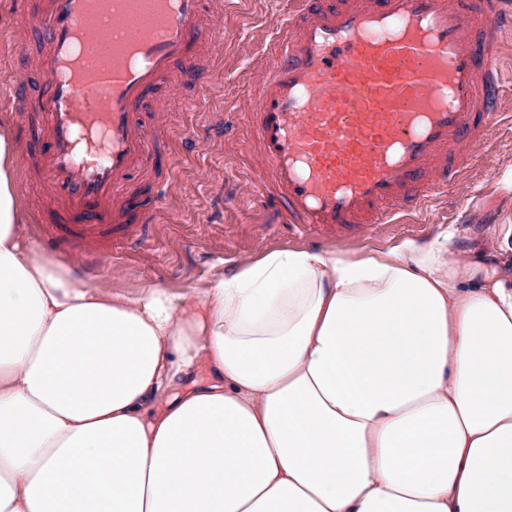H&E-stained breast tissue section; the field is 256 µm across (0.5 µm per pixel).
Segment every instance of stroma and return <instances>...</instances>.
I'll return each instance as SVG.
<instances>
[{"instance_id": "stroma-1", "label": "stroma", "mask_w": 512, "mask_h": 512, "mask_svg": "<svg viewBox=\"0 0 512 512\" xmlns=\"http://www.w3.org/2000/svg\"><path fill=\"white\" fill-rule=\"evenodd\" d=\"M286 0H224V41L217 47L219 75L203 85L196 106L188 107L163 90L149 102L141 118L146 127L165 121L168 141L161 164L170 166L166 200L156 214L148 240L133 250L106 258L91 285L126 292L148 283L189 291L228 266L286 247L365 253L374 248L422 241L435 232L454 231L460 248L474 260H489L493 239L503 224H512V140L495 142L465 178L435 197L422 212L397 215L395 223L367 237L342 242L297 239L276 220L258 197L247 156L249 129L230 145L216 132L221 115L231 108L248 110L257 96L247 73L271 60L263 53L269 26ZM193 145H186V134ZM29 162L18 153L13 183L22 222L41 250L67 269L77 260L42 242L44 200L27 176Z\"/></svg>"}]
</instances>
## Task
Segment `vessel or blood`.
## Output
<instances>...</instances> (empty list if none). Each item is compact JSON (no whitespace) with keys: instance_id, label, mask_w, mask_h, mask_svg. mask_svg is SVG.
I'll return each mask as SVG.
<instances>
[{"instance_id":"vessel-or-blood-1","label":"vessel or blood","mask_w":512,"mask_h":512,"mask_svg":"<svg viewBox=\"0 0 512 512\" xmlns=\"http://www.w3.org/2000/svg\"><path fill=\"white\" fill-rule=\"evenodd\" d=\"M91 0H11L25 33L39 36V109L23 75L0 110L36 114L33 167L51 212L46 239L95 265L138 246L165 199L130 197L134 175L152 171L165 126L138 114L159 90L196 102L217 68L205 46L224 36L211 0H146L159 30H112L120 57L75 66V28ZM512 0H288L269 40L273 64L250 74L251 111L239 124L257 189L278 202L294 235H366L395 215L421 211L487 152L512 113Z\"/></svg>"}]
</instances>
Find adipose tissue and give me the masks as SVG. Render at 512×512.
<instances>
[{
    "label": "adipose tissue",
    "instance_id": "obj_1",
    "mask_svg": "<svg viewBox=\"0 0 512 512\" xmlns=\"http://www.w3.org/2000/svg\"><path fill=\"white\" fill-rule=\"evenodd\" d=\"M0 126V512H512V228L88 286Z\"/></svg>",
    "mask_w": 512,
    "mask_h": 512
}]
</instances>
